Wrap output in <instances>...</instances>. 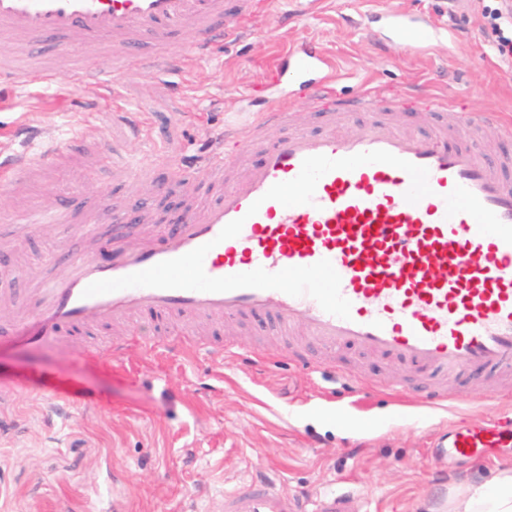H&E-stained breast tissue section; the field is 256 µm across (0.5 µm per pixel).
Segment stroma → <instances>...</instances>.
I'll use <instances>...</instances> for the list:
<instances>
[{"instance_id": "obj_1", "label": "stroma", "mask_w": 512, "mask_h": 512, "mask_svg": "<svg viewBox=\"0 0 512 512\" xmlns=\"http://www.w3.org/2000/svg\"><path fill=\"white\" fill-rule=\"evenodd\" d=\"M495 0H263L246 32L225 40L220 63L183 72L148 71L140 58L113 73L105 50L90 64L110 75L119 95L69 78L72 58L54 54L58 79L35 93L0 85V156L23 152L19 134L34 128L44 143L67 155L84 145L96 157L59 170L30 191L1 193L0 214L32 201L49 209L58 192L81 184L90 195L112 193V150L125 148L154 170L131 181L128 199L156 195L180 162L218 148L226 124L245 148L234 161L244 174L257 159L247 143L252 118L275 102L293 109V125L318 130L308 91L291 77L274 80L286 53L305 41L331 60L338 95L368 93L438 99L436 112H359L337 117V135L360 133L383 120L403 134H431L460 119L461 110H489L512 122V60L496 53L497 34L486 18ZM389 7L449 36L422 52L400 48L380 32L378 10ZM140 122L146 138H132L113 122L114 104ZM54 231L0 239V286L22 295L14 261L50 247ZM193 335L220 336L234 352L133 349L123 357L86 360L83 347L113 336L92 328L67 352L28 353L0 343V512H223L225 498L263 481L280 498L318 512L324 499L344 495L339 512H435L453 486L490 483L512 464V447L489 460L437 465L431 446L453 424L484 425L512 409V388L489 372L475 375L473 397L448 381V406L432 410L422 388L408 386L409 369L379 354L333 351L310 344L302 329L282 334L269 320L189 324ZM309 351L319 371H308L291 350ZM364 383L349 394L344 375Z\"/></svg>"}]
</instances>
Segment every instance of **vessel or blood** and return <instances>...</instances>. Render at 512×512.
Returning <instances> with one entry per match:
<instances>
[{
  "mask_svg": "<svg viewBox=\"0 0 512 512\" xmlns=\"http://www.w3.org/2000/svg\"><path fill=\"white\" fill-rule=\"evenodd\" d=\"M254 0H0V79L27 89L48 87L55 69L44 66L46 46L87 50L107 46L115 68L147 53L165 66L187 69L212 58L236 27L226 18H247ZM387 31L406 43L412 26L394 10L384 12ZM179 55L168 52L178 37ZM293 74L310 91L311 111L378 112L372 96L336 97L329 60L313 45L288 55ZM287 105L272 104L254 121L288 127ZM491 112L464 113L454 134L428 137L397 132L379 123L356 136L326 131L289 130L267 145L262 159L238 180L225 182L229 155L216 151L182 168L197 184L194 199L177 212L159 216L155 243L127 251L107 244L101 218L133 226L154 212L156 203L113 208L102 197L84 198L78 185L51 210L23 215L28 227L54 225L60 236L79 233L90 251L61 262L57 249L33 259L22 270L28 280L25 301L15 310L5 335L31 348L60 347L99 324L132 325L147 320L175 346L187 344L184 321L215 324L273 310L282 331L300 327L324 348L354 347L398 358L417 377L439 372L459 382L493 371L512 374V155L485 158L468 143L471 129L496 123ZM385 150L429 171V196L411 204L404 198L409 175L375 163L352 171L333 170L318 182L314 202L286 207L266 199L268 189L296 178L303 159H333ZM59 150L43 145L10 162H0V190L13 191L52 172ZM146 164L112 156V176L128 182L143 176ZM84 198L82 212L72 201ZM256 214H249L252 203ZM243 219L239 236L219 240L223 227ZM210 244L204 270L224 277L262 268L310 266L329 260L341 279L340 291L351 303L349 318L325 312L310 296L274 289L240 288L227 292L135 287L88 297L92 282L126 276ZM133 334L86 348L90 359L119 357L130 348L149 347ZM512 432V412L473 427L457 423L443 433L434 458L485 459L499 447L503 431ZM275 493L250 485L224 503L226 512H271Z\"/></svg>",
  "mask_w": 512,
  "mask_h": 512,
  "instance_id": "b4317fda",
  "label": "vessel or blood"
}]
</instances>
